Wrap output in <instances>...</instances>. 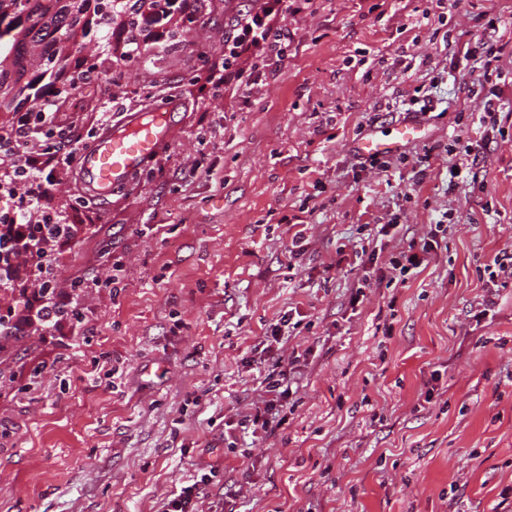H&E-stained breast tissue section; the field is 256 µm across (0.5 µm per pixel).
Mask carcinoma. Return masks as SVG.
<instances>
[{
  "label": "carcinoma",
  "mask_w": 512,
  "mask_h": 512,
  "mask_svg": "<svg viewBox=\"0 0 512 512\" xmlns=\"http://www.w3.org/2000/svg\"><path fill=\"white\" fill-rule=\"evenodd\" d=\"M192 0H0V132L11 142L18 125L49 99L64 104L86 81L108 94L112 69L102 66L100 44L120 51L141 32L155 41L189 31Z\"/></svg>",
  "instance_id": "cac0c4a2"
}]
</instances>
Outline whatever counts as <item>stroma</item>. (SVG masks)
I'll list each match as a JSON object with an SVG mask.
<instances>
[{
  "label": "stroma",
  "instance_id": "1",
  "mask_svg": "<svg viewBox=\"0 0 512 512\" xmlns=\"http://www.w3.org/2000/svg\"><path fill=\"white\" fill-rule=\"evenodd\" d=\"M241 6L197 0L199 47H156L174 125L135 175L42 200L73 228L49 281L80 316L0 338V512H166L210 465L198 512H512V281L486 271L512 255V0H310L261 81L252 47L200 91ZM95 87L57 115L79 148L154 107L133 75L109 107ZM409 122L362 167L357 141ZM449 209L429 263L390 271ZM285 316L294 407L254 435Z\"/></svg>",
  "mask_w": 512,
  "mask_h": 512
}]
</instances>
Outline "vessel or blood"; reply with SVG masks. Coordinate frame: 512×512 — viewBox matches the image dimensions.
I'll return each instance as SVG.
<instances>
[{
  "label": "vessel or blood",
  "instance_id": "vessel-or-blood-1",
  "mask_svg": "<svg viewBox=\"0 0 512 512\" xmlns=\"http://www.w3.org/2000/svg\"><path fill=\"white\" fill-rule=\"evenodd\" d=\"M172 127L173 113L165 106L110 127L91 146L82 149L76 165L90 194L104 197L123 185L169 138ZM420 131L419 125L406 123L391 137L372 135L360 140L356 149L364 155L388 153L414 139Z\"/></svg>",
  "mask_w": 512,
  "mask_h": 512
}]
</instances>
